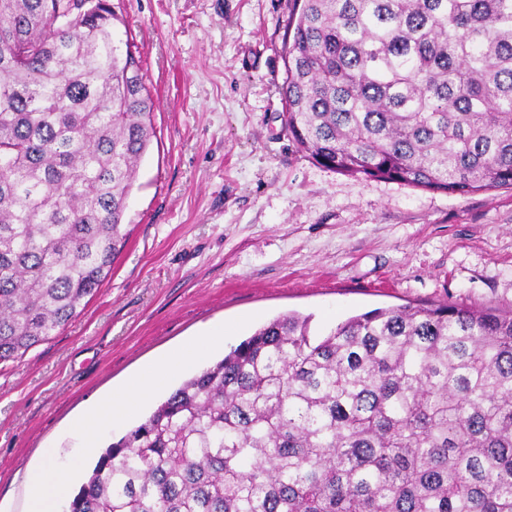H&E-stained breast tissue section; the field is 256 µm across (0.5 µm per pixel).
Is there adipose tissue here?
Segmentation results:
<instances>
[{
	"label": "adipose tissue",
	"mask_w": 512,
	"mask_h": 512,
	"mask_svg": "<svg viewBox=\"0 0 512 512\" xmlns=\"http://www.w3.org/2000/svg\"><path fill=\"white\" fill-rule=\"evenodd\" d=\"M225 333L226 330L222 327L204 331L193 344L160 360L125 388L113 393L111 399L102 407L79 422L78 429L83 435L85 448H94L100 431L106 425L120 422L154 388L164 384L176 369L193 360L200 351L223 340ZM54 456V449H45V467L27 474L30 489L29 512H58V503L68 492L67 479L54 465Z\"/></svg>",
	"instance_id": "ef3b65f1"
}]
</instances>
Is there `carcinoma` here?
Segmentation results:
<instances>
[{
  "label": "carcinoma",
  "mask_w": 512,
  "mask_h": 512,
  "mask_svg": "<svg viewBox=\"0 0 512 512\" xmlns=\"http://www.w3.org/2000/svg\"><path fill=\"white\" fill-rule=\"evenodd\" d=\"M284 123L350 176L512 189V0H295ZM111 0H0V363L128 242L154 102ZM288 313L100 454L68 512H512V309Z\"/></svg>",
  "instance_id": "cac0c4a2"
}]
</instances>
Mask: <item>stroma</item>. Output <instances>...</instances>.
<instances>
[{
	"label": "stroma",
	"mask_w": 512,
	"mask_h": 512,
	"mask_svg": "<svg viewBox=\"0 0 512 512\" xmlns=\"http://www.w3.org/2000/svg\"><path fill=\"white\" fill-rule=\"evenodd\" d=\"M137 46L156 135L129 199L128 243L100 291L55 336L0 364V512H27L41 449L80 484L75 425L204 329L224 342L175 388L272 319L324 331L373 309L453 301L512 307V189L467 195L337 173L284 126L293 0H112Z\"/></svg>",
	"instance_id": "stroma-1"
}]
</instances>
